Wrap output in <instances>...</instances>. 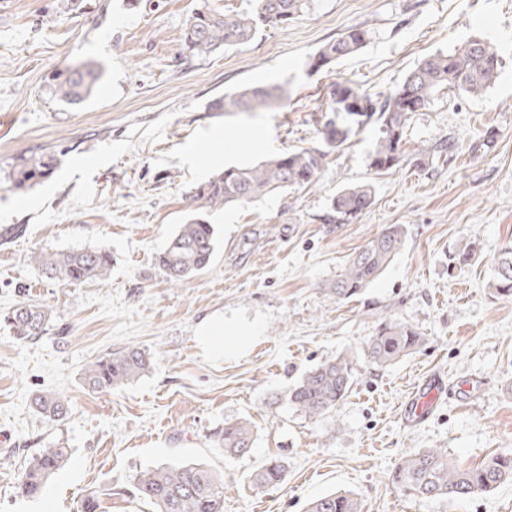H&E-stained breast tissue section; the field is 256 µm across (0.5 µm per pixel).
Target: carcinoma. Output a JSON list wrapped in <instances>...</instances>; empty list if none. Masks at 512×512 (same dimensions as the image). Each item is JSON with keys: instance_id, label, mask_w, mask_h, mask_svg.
Returning <instances> with one entry per match:
<instances>
[{"instance_id": "1", "label": "carcinoma", "mask_w": 512, "mask_h": 512, "mask_svg": "<svg viewBox=\"0 0 512 512\" xmlns=\"http://www.w3.org/2000/svg\"><path fill=\"white\" fill-rule=\"evenodd\" d=\"M308 7V0H251V8L234 15L208 5L192 13L180 39L178 54L209 55L217 50L248 43L260 27H276L296 18ZM368 31L353 27L339 38L323 45L312 57L311 68L320 70L346 59L367 43ZM501 67L494 44L481 38L467 41L448 54L423 58L404 79L411 83L417 111L430 108L434 96L444 89L479 97L490 88ZM102 69L90 60H78L58 71L47 92L65 105H80L96 91ZM403 86L382 93L359 89L347 81L328 86L320 106L325 147L285 151L258 165L229 167L196 185L191 199L198 208L225 207L249 203L282 192L290 187L314 186L327 166L332 151L342 146L358 127L378 117L380 136L368 155L369 167L381 174L403 166L404 131L411 110L401 97ZM288 102L282 86H249L210 102L212 112L268 111ZM56 168L55 155L35 153L16 165L8 177L13 186L32 187L49 178ZM369 184L348 187L332 199V210L339 222L361 215L372 204ZM405 240L401 224H390L356 252L335 282L327 286L336 301L362 293L392 262ZM217 245L214 225L191 215L177 227L165 248L155 257L157 267L171 282H180L205 270ZM47 278L67 286L109 281L112 253L106 248L73 249L30 255ZM496 297H512V249L497 259L494 281ZM51 313L42 306L21 303L0 315L16 340H33L49 330ZM423 336L412 326L388 319L379 324L365 346L372 364L384 365L400 360L422 345ZM355 356L344 354L327 359L309 369L289 389L288 404L309 418H318L336 408L355 381ZM149 355L130 348L118 354H103L84 367V383L92 390H106L134 382L146 375ZM38 408L60 417L64 405L52 395L35 398ZM224 452L241 455L253 445V431L247 420L224 423L219 431ZM71 459L70 449L55 444L43 449L22 473L20 490L28 498L42 495L48 481ZM286 466L281 458L269 460L250 475L254 488L279 484ZM392 483L411 498L438 500L465 498L488 492L512 482V453H500L483 465L469 467L448 456L445 448H420L402 455L391 471ZM140 499L154 512H224V480L201 464H185L143 471L137 478ZM306 512H361V504L349 493H332L312 500Z\"/></svg>"}]
</instances>
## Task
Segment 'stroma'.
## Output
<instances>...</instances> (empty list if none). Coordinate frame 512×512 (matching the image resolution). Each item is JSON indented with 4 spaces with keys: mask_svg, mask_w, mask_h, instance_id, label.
<instances>
[{
    "mask_svg": "<svg viewBox=\"0 0 512 512\" xmlns=\"http://www.w3.org/2000/svg\"><path fill=\"white\" fill-rule=\"evenodd\" d=\"M233 14L250 0H0V312L29 301L54 313L47 333L17 342L0 326V512H152L136 478L166 465L201 463L224 479V512H304L349 491L362 512H512V483L465 499L414 500L391 484L393 465L417 448H444L474 466L512 452V298L488 285L512 248V0H309L302 16L258 30L222 53L177 56L183 28L203 4ZM370 33L355 55L316 72L314 53L349 28ZM484 38L503 60L481 97L444 92L409 119L410 161L375 174L368 154L378 123L333 151L315 186L228 208H208L219 245L203 272L173 284L156 254L195 205L193 186L229 166L320 146L317 109L333 82L387 93L424 57ZM76 59L103 68L83 105L53 100L55 73ZM253 84L287 88L269 112H211L210 101ZM458 148L438 153L440 142ZM430 149L424 163L415 154ZM53 151L54 174L30 189L8 181L21 157ZM373 187V203L339 223L340 190ZM407 236L379 279L345 302L325 288L385 225ZM477 241L480 257L452 271L448 257ZM108 248L103 284L66 286L29 260L43 249ZM411 324L423 346L387 366L363 357L385 319ZM248 327L242 352L203 343L205 325ZM137 346L151 356L140 379L91 390L84 366ZM356 356L355 384L336 410L313 419L285 394L308 369ZM444 390L429 417L404 427L408 394L426 377ZM53 393L67 407L51 421L31 399ZM250 419L249 454L217 444L226 421ZM65 443L68 465L41 497H25L21 473L42 449ZM284 458V481L247 477Z\"/></svg>",
    "mask_w": 512,
    "mask_h": 512,
    "instance_id": "35a3bbf8",
    "label": "stroma"
}]
</instances>
